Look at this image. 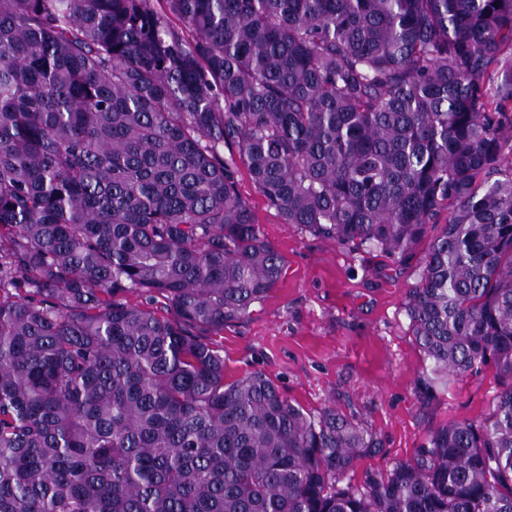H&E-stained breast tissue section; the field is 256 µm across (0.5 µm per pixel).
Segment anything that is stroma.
I'll use <instances>...</instances> for the list:
<instances>
[{"label": "stroma", "mask_w": 512, "mask_h": 512, "mask_svg": "<svg viewBox=\"0 0 512 512\" xmlns=\"http://www.w3.org/2000/svg\"><path fill=\"white\" fill-rule=\"evenodd\" d=\"M235 171L240 196L285 267L246 317L216 335L228 378L260 371L309 413L333 405L362 420L382 450L358 460L347 476L353 484L365 473L383 474L413 459L436 428L487 414L498 390L488 369L460 377L431 405H421L414 394L422 355L403 303L419 279L415 264L343 247L283 223L246 167L237 163Z\"/></svg>", "instance_id": "stroma-1"}]
</instances>
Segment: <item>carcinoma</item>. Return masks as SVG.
<instances>
[{
	"label": "carcinoma",
	"mask_w": 512,
	"mask_h": 512,
	"mask_svg": "<svg viewBox=\"0 0 512 512\" xmlns=\"http://www.w3.org/2000/svg\"><path fill=\"white\" fill-rule=\"evenodd\" d=\"M226 145L284 223L416 260L414 393L491 367L481 420L352 487L368 427L226 380L283 272ZM507 149L512 0H0V512H512Z\"/></svg>",
	"instance_id": "obj_1"
}]
</instances>
